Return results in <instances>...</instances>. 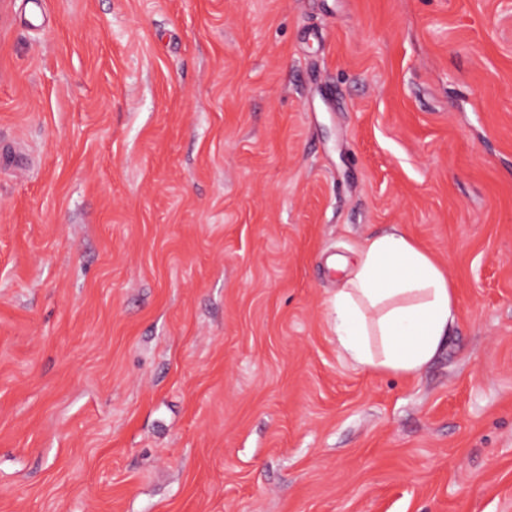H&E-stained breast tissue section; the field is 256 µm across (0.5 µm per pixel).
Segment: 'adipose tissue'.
Returning <instances> with one entry per match:
<instances>
[{"label": "adipose tissue", "instance_id": "1", "mask_svg": "<svg viewBox=\"0 0 512 512\" xmlns=\"http://www.w3.org/2000/svg\"><path fill=\"white\" fill-rule=\"evenodd\" d=\"M331 296V327L356 365L415 376L435 357L457 317L447 269L404 230L366 238Z\"/></svg>", "mask_w": 512, "mask_h": 512}]
</instances>
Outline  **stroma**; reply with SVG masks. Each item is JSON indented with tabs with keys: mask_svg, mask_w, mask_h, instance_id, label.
<instances>
[{
	"mask_svg": "<svg viewBox=\"0 0 512 512\" xmlns=\"http://www.w3.org/2000/svg\"><path fill=\"white\" fill-rule=\"evenodd\" d=\"M0 0V512H512V0ZM402 227L414 377L329 298ZM329 299L336 342L356 365L416 376L457 317L448 270L400 227L366 238Z\"/></svg>",
	"mask_w": 512,
	"mask_h": 512,
	"instance_id": "1",
	"label": "stroma"
}]
</instances>
